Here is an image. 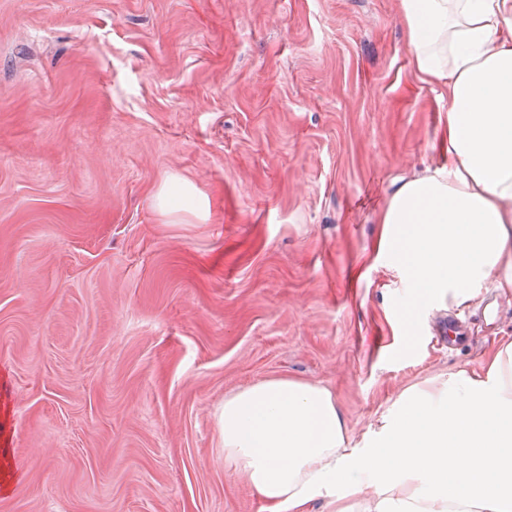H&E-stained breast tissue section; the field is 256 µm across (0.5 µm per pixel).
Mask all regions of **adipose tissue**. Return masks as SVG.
Wrapping results in <instances>:
<instances>
[{
    "mask_svg": "<svg viewBox=\"0 0 512 512\" xmlns=\"http://www.w3.org/2000/svg\"><path fill=\"white\" fill-rule=\"evenodd\" d=\"M413 67L448 99L447 164L402 182L382 244L416 296L512 293V0H398ZM224 461L268 505L306 512H512V342L481 372L407 388L368 446L326 387L268 378L224 400Z\"/></svg>",
    "mask_w": 512,
    "mask_h": 512,
    "instance_id": "ef3b65f1",
    "label": "adipose tissue"
}]
</instances>
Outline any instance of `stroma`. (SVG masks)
Here are the masks:
<instances>
[{"instance_id": "obj_1", "label": "stroma", "mask_w": 512, "mask_h": 512, "mask_svg": "<svg viewBox=\"0 0 512 512\" xmlns=\"http://www.w3.org/2000/svg\"><path fill=\"white\" fill-rule=\"evenodd\" d=\"M445 115L397 0H0V512H267L226 396L325 386L358 442L480 370L512 296L414 301L378 246ZM176 192L180 198V202L176 207L165 209L161 207L162 210L166 212H175V211H195L199 209V201L195 197V195L184 188V186H175L173 185L163 193L164 200H171L173 193Z\"/></svg>"}]
</instances>
